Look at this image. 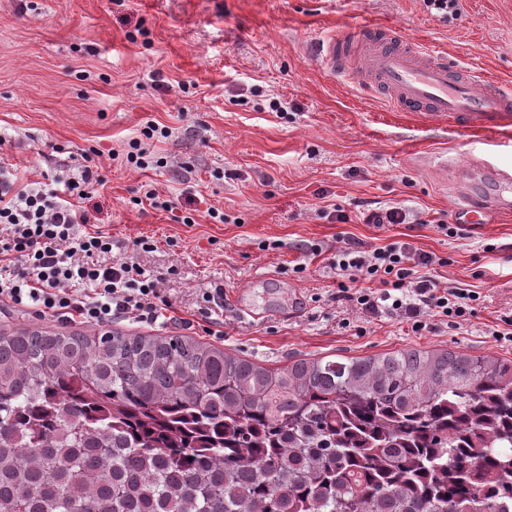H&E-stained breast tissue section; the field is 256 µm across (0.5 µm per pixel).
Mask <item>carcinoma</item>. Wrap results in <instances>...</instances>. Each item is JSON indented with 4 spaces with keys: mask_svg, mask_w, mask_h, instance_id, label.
Masks as SVG:
<instances>
[{
    "mask_svg": "<svg viewBox=\"0 0 512 512\" xmlns=\"http://www.w3.org/2000/svg\"><path fill=\"white\" fill-rule=\"evenodd\" d=\"M0 512H512V359L1 332Z\"/></svg>",
    "mask_w": 512,
    "mask_h": 512,
    "instance_id": "1",
    "label": "carcinoma"
}]
</instances>
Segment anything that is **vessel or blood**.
<instances>
[{"instance_id":"1","label":"vessel or blood","mask_w":512,"mask_h":512,"mask_svg":"<svg viewBox=\"0 0 512 512\" xmlns=\"http://www.w3.org/2000/svg\"><path fill=\"white\" fill-rule=\"evenodd\" d=\"M321 58L332 72L386 96L396 111L485 136L512 122L511 89L479 69L448 61L427 43L407 41L395 27L363 23L325 34ZM479 151L478 144L470 145L474 159L464 189L451 201L455 216L470 228L491 214L512 213V164L482 158Z\"/></svg>"}]
</instances>
